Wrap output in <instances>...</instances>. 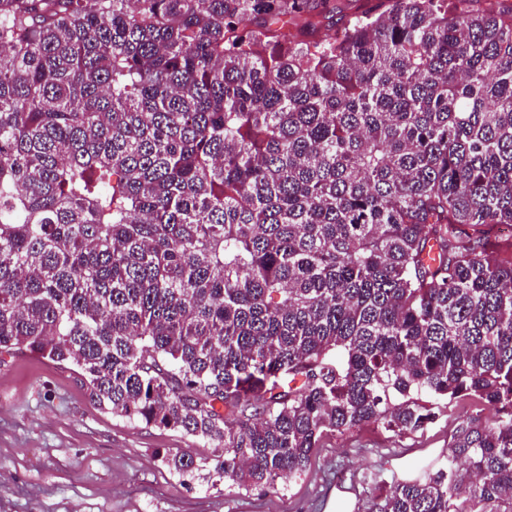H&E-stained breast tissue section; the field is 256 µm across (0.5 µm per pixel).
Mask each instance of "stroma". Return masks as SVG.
Here are the masks:
<instances>
[{"label":"stroma","instance_id":"stroma-1","mask_svg":"<svg viewBox=\"0 0 512 512\" xmlns=\"http://www.w3.org/2000/svg\"><path fill=\"white\" fill-rule=\"evenodd\" d=\"M494 417L492 407L463 401L400 437L377 424L329 432L302 472L272 488L186 482L165 458L209 460L210 444L113 416L70 366L16 351L0 356V512H329L339 497L368 512L394 482L443 461L459 423Z\"/></svg>","mask_w":512,"mask_h":512}]
</instances>
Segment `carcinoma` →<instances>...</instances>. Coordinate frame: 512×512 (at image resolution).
<instances>
[{"instance_id":"obj_1","label":"carcinoma","mask_w":512,"mask_h":512,"mask_svg":"<svg viewBox=\"0 0 512 512\" xmlns=\"http://www.w3.org/2000/svg\"><path fill=\"white\" fill-rule=\"evenodd\" d=\"M335 9L0 0V354L244 487L477 399L369 512H512V5L379 0L321 41Z\"/></svg>"}]
</instances>
